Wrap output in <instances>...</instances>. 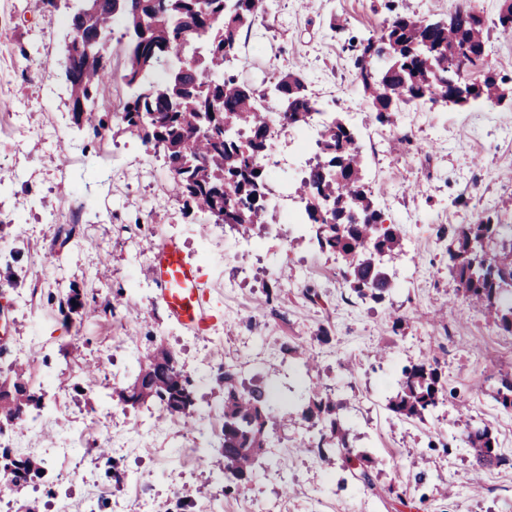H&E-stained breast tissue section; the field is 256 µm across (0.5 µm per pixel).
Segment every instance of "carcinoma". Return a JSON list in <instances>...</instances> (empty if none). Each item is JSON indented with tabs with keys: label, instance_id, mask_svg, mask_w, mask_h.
Here are the masks:
<instances>
[{
	"label": "carcinoma",
	"instance_id": "cac0c4a2",
	"mask_svg": "<svg viewBox=\"0 0 512 512\" xmlns=\"http://www.w3.org/2000/svg\"><path fill=\"white\" fill-rule=\"evenodd\" d=\"M266 0H88L87 10L69 17L73 40L67 47L72 112L97 139L107 126L94 112H80L81 102H97L112 76L104 39L115 18L126 37L121 80L133 90L124 102V130L163 153L173 174L174 191L188 209H196L242 232L264 220L268 208L267 168L258 162L272 140L267 112L258 107L260 92L227 70L236 58L240 36L264 18ZM493 25L512 32V0H503ZM488 30L479 14L457 8L446 20L397 12L382 33L358 42L353 65L359 86L383 125H395L401 106L416 102L463 108L479 99H512V84L488 73L478 84L462 80L459 63L476 48L486 49ZM167 73L158 81L155 75ZM281 120L303 126L317 110L299 71L278 78L270 89ZM364 162L357 134L340 115L329 116L315 165L300 181L307 223L316 225L319 249L339 255L349 289L362 300L379 302L394 283L384 261L402 251L395 224H384L371 193L364 188ZM354 212L361 222L349 223ZM456 249L449 261L466 300L483 307L501 329L512 333V242H497L499 224L488 216L453 231ZM63 310L82 315L112 311V301L93 306L71 287L59 301ZM0 381V433L25 414L40 409L43 394L28 369L16 364ZM224 383V490L245 486L256 474L258 459L270 442L279 404L259 384L247 385L227 367ZM444 391L439 368L419 362L402 370L400 391L388 409L401 419H423L437 407ZM121 400L133 406L158 402L171 414L191 418L199 411L191 379L175 354L160 345L137 360V369ZM495 400L512 411V381H502ZM336 401L318 387L307 389L301 415L318 428L310 448L335 449L351 478L375 489L376 459L350 447L348 429ZM468 445L473 470L512 466L497 438L484 426H470ZM44 458L0 447V483L21 492L42 479Z\"/></svg>",
	"mask_w": 512,
	"mask_h": 512
}]
</instances>
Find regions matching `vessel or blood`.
I'll return each mask as SVG.
<instances>
[{
  "mask_svg": "<svg viewBox=\"0 0 512 512\" xmlns=\"http://www.w3.org/2000/svg\"><path fill=\"white\" fill-rule=\"evenodd\" d=\"M151 254L152 279L170 316L194 332H206L212 316L195 266L172 240L152 245Z\"/></svg>",
  "mask_w": 512,
  "mask_h": 512,
  "instance_id": "b4317fda",
  "label": "vessel or blood"
}]
</instances>
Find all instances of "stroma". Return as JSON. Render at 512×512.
<instances>
[{"mask_svg":"<svg viewBox=\"0 0 512 512\" xmlns=\"http://www.w3.org/2000/svg\"><path fill=\"white\" fill-rule=\"evenodd\" d=\"M501 0H396L397 8L444 19L467 7L495 19ZM390 18L384 0H269L256 49L238 71L256 89L302 69L309 94L344 119L359 115L360 138H383L385 152L365 154L372 198L398 225L404 252L387 271L394 288L379 303L346 286L336 256L321 252L314 229L303 237L274 233L279 214L249 231L187 210L172 193L162 153L122 131L124 53L110 42L112 79L101 95L112 106L101 140L75 124L60 61L70 28L65 9L41 0H0V377L31 361L44 393L41 411L6 428L1 439L47 460V476L16 494L0 488V512H512V467L482 473L470 486L472 457L458 413L496 436L512 456V414L495 402L512 377V334L465 302L449 269V229L497 215L512 237V103L403 107L395 127L378 123L346 49L380 35ZM340 23L341 32L330 29ZM512 75V33L490 29L488 49L469 79ZM72 228L61 242L59 227ZM171 239L207 287L214 321L202 334L170 318L147 269L150 244ZM104 299L122 292L113 313L65 315L70 287ZM315 289L309 299L307 289ZM271 307H263L266 293ZM313 346L318 367L306 372L286 345ZM164 345L197 382L208 436L185 417L155 405L131 407L117 394L138 357ZM440 367L442 404L424 420L401 421L386 408L405 366ZM245 382L276 384L285 405L304 387L335 394L355 448L381 459L375 490L347 479L296 444L314 435L296 420L276 428L247 487L224 491L219 451L224 416L221 367ZM108 436H101L100 425ZM108 439L109 457L92 453ZM124 471L112 480L109 468ZM79 469L68 484L64 475ZM423 481H416L417 473Z\"/></svg>","mask_w":512,"mask_h":512,"instance_id":"stroma-1","label":"stroma"}]
</instances>
